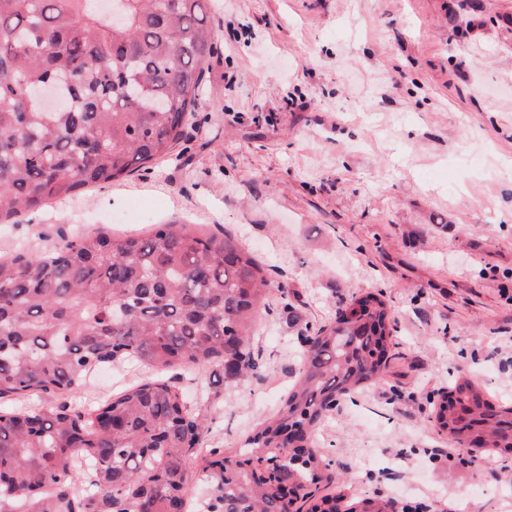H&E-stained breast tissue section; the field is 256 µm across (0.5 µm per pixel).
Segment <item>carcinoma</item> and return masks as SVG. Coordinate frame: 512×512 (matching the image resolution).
<instances>
[{
    "mask_svg": "<svg viewBox=\"0 0 512 512\" xmlns=\"http://www.w3.org/2000/svg\"><path fill=\"white\" fill-rule=\"evenodd\" d=\"M96 0H0V224L117 183L169 154L198 103L216 33L209 0H124L126 21ZM55 85L44 109L29 91ZM269 292L268 271L238 240L190 224H155L148 237L88 232L44 252L0 258V398L77 391L103 365L136 360L162 371L210 367L242 380L260 369L249 348ZM357 318L305 338L296 384L238 453L210 455L207 512H283L285 480L301 498L343 483L316 431L336 400L380 382L394 319L383 295L351 299ZM493 406L459 375L435 428L471 441L458 455L512 453ZM302 429L284 445L288 428ZM206 412L155 376L88 416L65 404L0 409V512H188V460L205 447ZM346 512H385L368 497Z\"/></svg>",
    "mask_w": 512,
    "mask_h": 512,
    "instance_id": "1",
    "label": "carcinoma"
}]
</instances>
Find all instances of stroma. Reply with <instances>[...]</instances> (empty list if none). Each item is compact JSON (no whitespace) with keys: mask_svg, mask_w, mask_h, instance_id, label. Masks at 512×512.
Here are the masks:
<instances>
[{"mask_svg":"<svg viewBox=\"0 0 512 512\" xmlns=\"http://www.w3.org/2000/svg\"><path fill=\"white\" fill-rule=\"evenodd\" d=\"M216 49L170 157L0 224V252L83 229L146 233L171 220L228 231L270 273L247 382L165 376L208 402V449L234 454L298 375L303 337L353 296L396 320L383 380L339 402L318 442L346 498L421 512H512V455H442L433 410L458 372L497 404L512 368V0H213ZM99 369L84 412L150 376Z\"/></svg>","mask_w":512,"mask_h":512,"instance_id":"stroma-1","label":"stroma"}]
</instances>
